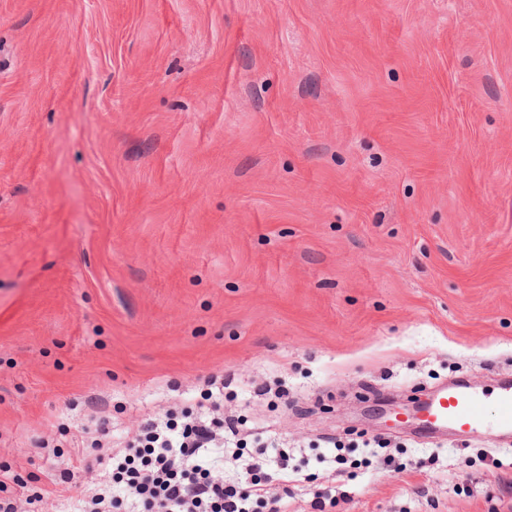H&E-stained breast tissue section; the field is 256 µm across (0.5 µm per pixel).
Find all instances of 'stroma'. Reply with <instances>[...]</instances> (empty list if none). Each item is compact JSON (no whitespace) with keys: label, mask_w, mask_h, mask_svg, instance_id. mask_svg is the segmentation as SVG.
<instances>
[{"label":"stroma","mask_w":512,"mask_h":512,"mask_svg":"<svg viewBox=\"0 0 512 512\" xmlns=\"http://www.w3.org/2000/svg\"><path fill=\"white\" fill-rule=\"evenodd\" d=\"M213 374L225 480L512 512V445L367 414L512 375V0H0L5 496L67 512L73 435Z\"/></svg>","instance_id":"obj_1"}]
</instances>
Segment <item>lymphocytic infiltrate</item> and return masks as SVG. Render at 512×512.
Wrapping results in <instances>:
<instances>
[{"label": "lymphocytic infiltrate", "mask_w": 512, "mask_h": 512, "mask_svg": "<svg viewBox=\"0 0 512 512\" xmlns=\"http://www.w3.org/2000/svg\"><path fill=\"white\" fill-rule=\"evenodd\" d=\"M208 384L207 412L180 425L167 416L145 419L112 446L111 480L77 500L75 512H117L126 504L131 512H288L289 485L298 472L287 460L270 471L264 459L253 458L234 483L216 470L224 438L236 435L237 427L216 419L224 387L213 378Z\"/></svg>", "instance_id": "f902f5d3"}]
</instances>
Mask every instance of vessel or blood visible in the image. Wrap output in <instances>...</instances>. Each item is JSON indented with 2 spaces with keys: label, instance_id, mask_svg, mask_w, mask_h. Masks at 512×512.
<instances>
[{
  "label": "vessel or blood",
  "instance_id": "1",
  "mask_svg": "<svg viewBox=\"0 0 512 512\" xmlns=\"http://www.w3.org/2000/svg\"><path fill=\"white\" fill-rule=\"evenodd\" d=\"M494 410V424H487V410ZM421 430L432 433L452 428L467 435L485 427L495 434L512 436V384L500 386L494 398L471 386H456L436 393L422 407Z\"/></svg>",
  "mask_w": 512,
  "mask_h": 512
}]
</instances>
